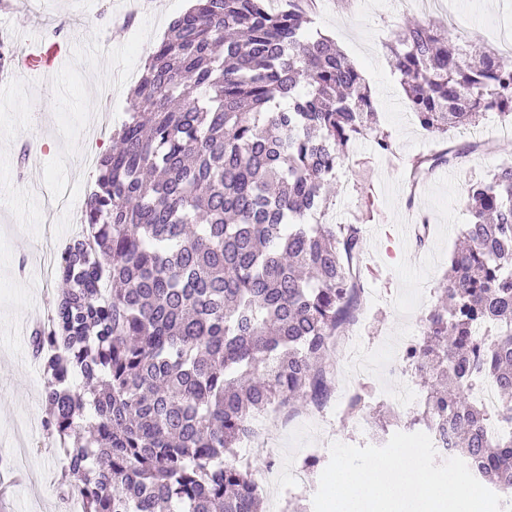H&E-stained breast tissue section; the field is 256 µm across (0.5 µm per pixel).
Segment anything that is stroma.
I'll use <instances>...</instances> for the list:
<instances>
[{
    "mask_svg": "<svg viewBox=\"0 0 512 512\" xmlns=\"http://www.w3.org/2000/svg\"><path fill=\"white\" fill-rule=\"evenodd\" d=\"M0 14V45L25 55L30 43L60 29L59 40L70 55L60 73H18L0 94V478L22 471L24 479L0 498V512H68L57 480L64 461L42 432L45 416L43 378L31 360L28 335L21 324L35 309L53 315L61 287L43 280L41 265L47 233H54L53 254L70 242L72 209L82 208L97 170L85 160L96 139V110L104 86L112 88V126L127 118L128 93L143 64L165 36L172 19L191 0H160L148 13L133 14L131 0H10ZM442 10L425 9L422 0H317L310 34L336 41L362 74L371 91L378 124L393 143L391 154L376 151L371 138L356 141L336 169V195L322 218L326 224L364 228V313L349 326L331 357L334 385L350 394L362 389L352 371L351 352L364 354L371 379L384 391L405 393L399 406L372 399L370 409L351 418L332 419L326 429L310 424L309 408L263 416L275 445L255 444L238 450L257 478L278 482L284 512H307L318 484L292 480L308 449L321 465L330 461V445H368V428L386 435L403 431L421 411L426 388L419 375L390 373L391 354L401 336H420L421 319L434 308L446 283L448 258L470 220L463 205L469 185L512 159V127L495 115L483 120L474 138L458 132L448 143L477 145L468 162L438 168L416 187L406 185L407 166L433 153L438 141L418 125L407 105L401 76L391 65L385 44L393 31L411 23L436 22L466 32L478 50L502 48L512 40V0H445ZM31 154L23 172L13 158L23 148ZM428 225L425 246L397 234L406 216ZM40 428V435L18 430L20 421ZM26 449L25 467L14 452Z\"/></svg>",
    "mask_w": 512,
    "mask_h": 512,
    "instance_id": "stroma-1",
    "label": "stroma"
}]
</instances>
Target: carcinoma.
I'll list each match as a JSON object with an SVG mask.
<instances>
[{
    "mask_svg": "<svg viewBox=\"0 0 512 512\" xmlns=\"http://www.w3.org/2000/svg\"><path fill=\"white\" fill-rule=\"evenodd\" d=\"M300 0H194L128 100L119 146L97 163L86 232L61 252L70 285L31 332L43 425L75 477L81 512H257L235 448L256 412L333 395L326 360L360 306V224H307L335 194L356 139L380 130L362 76L307 34ZM420 126L441 138L488 113L512 125V58L471 55L434 24L387 44ZM469 153L417 157L412 182ZM472 222L409 362L421 417L453 454L512 491V433L491 435L471 392L490 382L512 421V163L467 190ZM82 379V385L74 383Z\"/></svg>",
    "mask_w": 512,
    "mask_h": 512,
    "instance_id": "1",
    "label": "carcinoma"
}]
</instances>
